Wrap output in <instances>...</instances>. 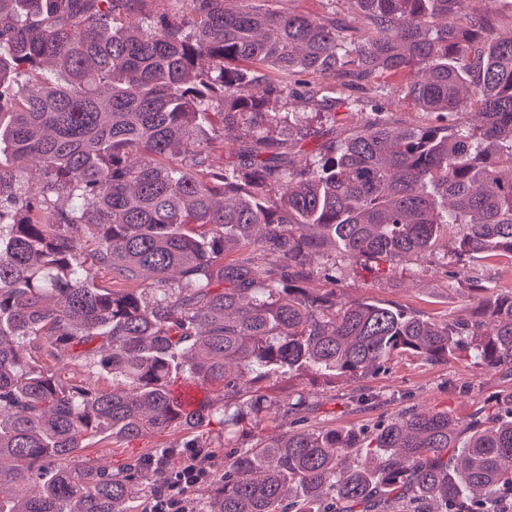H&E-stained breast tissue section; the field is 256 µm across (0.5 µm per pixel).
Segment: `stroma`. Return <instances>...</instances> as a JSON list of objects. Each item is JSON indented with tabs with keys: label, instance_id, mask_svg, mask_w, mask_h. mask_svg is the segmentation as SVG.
<instances>
[{
	"label": "stroma",
	"instance_id": "35a3bbf8",
	"mask_svg": "<svg viewBox=\"0 0 512 512\" xmlns=\"http://www.w3.org/2000/svg\"><path fill=\"white\" fill-rule=\"evenodd\" d=\"M458 246L457 237L445 235L434 256L395 260L381 269L373 263L349 261L328 248L317 262L335 266L336 279L330 282L319 275L311 286L317 291L335 288L347 302L394 304L434 319L451 316L467 320L474 311L468 297L470 280L507 291L512 289V267L470 256L464 261L465 277L452 278L447 274V261L454 258ZM265 385L280 397L304 393L315 405L306 422L310 429L370 428L410 409L444 411L465 423L476 412L512 396V370L487 369L460 353L438 362L401 356L393 359L385 372L340 379L333 385L311 373L277 376ZM165 442V437L157 435L121 442L107 438L89 449L88 456L117 469Z\"/></svg>",
	"mask_w": 512,
	"mask_h": 512
}]
</instances>
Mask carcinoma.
<instances>
[{
	"label": "carcinoma",
	"instance_id": "carcinoma-1",
	"mask_svg": "<svg viewBox=\"0 0 512 512\" xmlns=\"http://www.w3.org/2000/svg\"><path fill=\"white\" fill-rule=\"evenodd\" d=\"M155 2L0 0V512H139L156 471L208 456L209 425L258 416L281 369L334 383L459 351L512 368V291L471 281L464 322L306 287L325 242L393 261L454 228L461 254L512 262L501 18L478 0H356L355 25L279 0ZM381 75L432 125L368 122L299 163L306 124L276 103L377 113ZM472 105L481 125L458 123ZM30 165L36 189L18 179ZM180 376L219 398L184 413ZM310 411L283 401L296 424ZM146 434L180 440L114 471L87 457L97 437ZM190 512H512V405L463 428L409 410L369 436L237 443Z\"/></svg>",
	"mask_w": 512,
	"mask_h": 512
}]
</instances>
